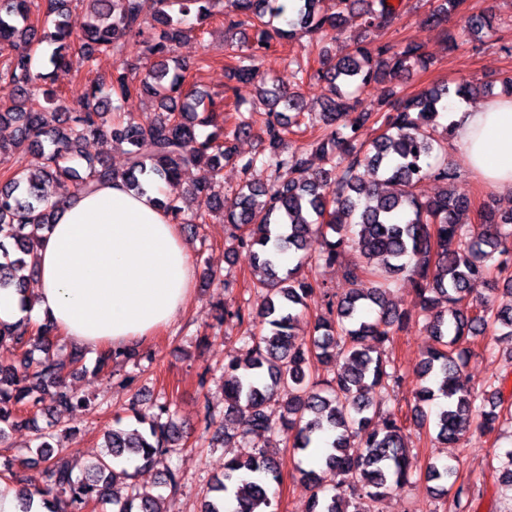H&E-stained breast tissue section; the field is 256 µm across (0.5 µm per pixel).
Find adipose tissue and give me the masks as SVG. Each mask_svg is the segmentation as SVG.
Returning <instances> with one entry per match:
<instances>
[{
	"label": "adipose tissue",
	"mask_w": 512,
	"mask_h": 512,
	"mask_svg": "<svg viewBox=\"0 0 512 512\" xmlns=\"http://www.w3.org/2000/svg\"><path fill=\"white\" fill-rule=\"evenodd\" d=\"M446 119L471 173L511 196L512 98L459 104ZM156 193L114 180L61 200L38 245L33 323L52 320L61 336L95 355L144 343L178 317L194 281L193 244L155 206Z\"/></svg>",
	"instance_id": "adipose-tissue-1"
}]
</instances>
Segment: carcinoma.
I'll use <instances>...</instances> for the list:
<instances>
[{
	"instance_id": "1",
	"label": "carcinoma",
	"mask_w": 512,
	"mask_h": 512,
	"mask_svg": "<svg viewBox=\"0 0 512 512\" xmlns=\"http://www.w3.org/2000/svg\"><path fill=\"white\" fill-rule=\"evenodd\" d=\"M220 0H45L35 14L32 0H0V82L12 84L18 99L0 106V124L15 125L16 134L0 142V158L27 159L28 167L7 171L0 182V289L27 292V278L18 275L35 268V254L43 232L58 219L52 198L72 186L69 195L88 193L116 177L138 193L144 183L159 178L178 182L182 169L204 165L206 176L189 192L198 211L186 213L180 198L155 199L174 224H201L204 211L220 212L237 247L251 253L254 268L263 272L254 283L261 298L258 320L239 306L224 315L248 323L244 355L224 364V417L237 423L242 451L224 461L223 479L207 488L201 512H225L229 498L235 512H268L280 483L277 461L254 437L279 428L292 448L305 456L324 445L321 467L332 478L331 487L314 469L301 468L311 489L308 512H370L364 502H376L404 488L412 474L408 466L405 424L389 407L390 383L402 381L389 358L376 347L421 320L434 347L417 370L420 388L410 421L428 422L423 404L441 399L433 427L443 444H453L474 427L495 428L505 409L497 389L473 393L464 373L465 344L501 327L497 340L512 346V308L494 309L484 303V292L504 284L512 294V279L492 276L494 255H512V209L500 211L484 204L480 223L471 229L457 223L470 201L448 190L456 172L446 163L433 164L434 132L440 114L453 97L472 96L478 83L465 81L416 96L400 97L390 86L416 69L425 70L430 58L418 45L400 46L361 37L352 50L332 61L319 53L320 67L295 64V86L317 80L324 84L322 112L305 114L301 93L264 87L260 63L275 39L341 33L349 18H360L364 29L384 28L397 15L391 0H301L288 15L283 0H230L224 16L227 29H251L255 37L227 43L237 64L228 78L263 85L265 106L259 137L264 152L240 156L234 141L254 131V112L238 101L226 105L209 94L184 89L185 67L173 63L174 44L193 33H204ZM86 7L88 20L79 33L69 27L72 4ZM464 0H438L429 21L442 26ZM492 13L467 17L457 30H445L448 47L466 34L494 30ZM138 43L155 58L144 76L120 67L89 81L74 107L59 103L52 89H42L53 71L77 73L91 69L98 56L121 55L129 43ZM373 84L388 85L380 112H359L356 97ZM149 93L158 100L160 117L142 127L111 105V98ZM378 126L369 144L358 141V129ZM326 128L309 143L310 150L285 151L294 129ZM213 127L205 137L196 128ZM110 136L127 159L122 171L105 161L84 158L82 145L90 137ZM330 168L311 169L309 155ZM85 159L82 166L77 159ZM239 167L244 181L235 201L224 208L220 178L224 165ZM262 167L267 182L254 178ZM372 172L366 183L361 169ZM426 180L442 184L432 198L419 188ZM286 254L295 265L282 270L277 255ZM343 266L349 287L341 294L317 289L299 275L308 265ZM406 275L415 288V308L398 311L386 301L388 276ZM320 298L325 312L309 336L297 332L308 302ZM448 304L442 311L438 305ZM54 325L46 320L36 328L0 320V349L11 362L0 361V443L6 428L27 425L25 412L36 409L70 415L90 411L96 403L66 382L78 370L83 351L58 353ZM135 351L98 353L95 367L112 372V364L129 360ZM322 367L328 377L319 378ZM279 402L282 414L274 422L268 413ZM141 428L105 432L106 451L94 458L84 476L74 474L62 453L57 430L49 424L35 429L29 449L44 462L43 504L49 512H88L106 503L117 512H167L166 497L134 488L123 500L111 499L113 486L131 477L126 462L138 457L154 465L180 445L183 431L174 420L171 403L129 404ZM352 448L364 453L354 455ZM19 457L0 453V479L22 483ZM425 479L435 483L436 495L452 497L456 508L471 497V487L457 482L450 462L430 465Z\"/></svg>"
}]
</instances>
